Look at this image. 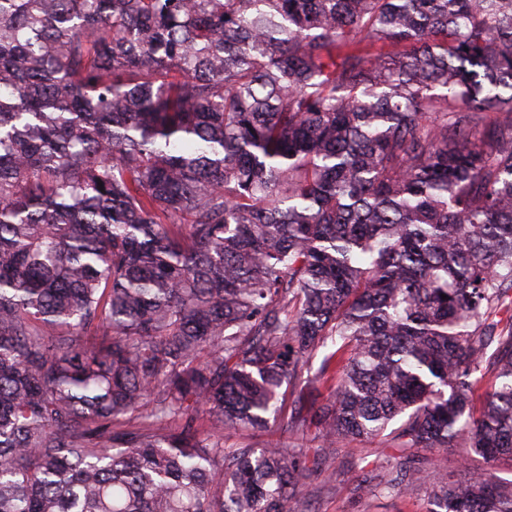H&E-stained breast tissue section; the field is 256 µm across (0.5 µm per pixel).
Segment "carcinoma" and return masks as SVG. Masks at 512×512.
I'll return each mask as SVG.
<instances>
[{"label":"carcinoma","instance_id":"obj_1","mask_svg":"<svg viewBox=\"0 0 512 512\" xmlns=\"http://www.w3.org/2000/svg\"><path fill=\"white\" fill-rule=\"evenodd\" d=\"M385 435L353 491L512 512V0H0V512H290ZM224 442L226 446H239L246 443H255L259 446H267L275 443H286L288 440L280 432L276 424H270L262 431H253L246 428H236L224 431ZM397 452L387 448L380 438L355 440L336 448L335 474L328 478L316 471L309 482L315 491L312 501L314 512H427L429 488L434 475L446 474L448 479H459L467 472L456 448H449L447 461L436 458L428 452L416 457L426 477V484L415 494L353 495L350 488L363 476L371 477L377 483L396 464L393 458Z\"/></svg>","mask_w":512,"mask_h":512}]
</instances>
